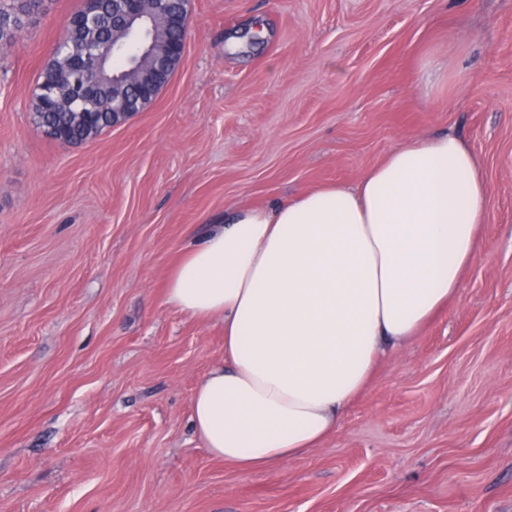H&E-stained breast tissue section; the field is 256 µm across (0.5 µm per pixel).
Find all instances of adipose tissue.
Returning a JSON list of instances; mask_svg holds the SVG:
<instances>
[{
    "mask_svg": "<svg viewBox=\"0 0 512 512\" xmlns=\"http://www.w3.org/2000/svg\"><path fill=\"white\" fill-rule=\"evenodd\" d=\"M490 198L456 134L392 151L333 184L225 215L183 251L167 301L224 323V362L191 423L209 453L270 470L336 433L388 351L455 297Z\"/></svg>",
    "mask_w": 512,
    "mask_h": 512,
    "instance_id": "adipose-tissue-1",
    "label": "adipose tissue"
}]
</instances>
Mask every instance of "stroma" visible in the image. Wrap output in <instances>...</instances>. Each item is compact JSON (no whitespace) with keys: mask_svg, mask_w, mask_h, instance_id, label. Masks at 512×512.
Returning a JSON list of instances; mask_svg holds the SVG:
<instances>
[{"mask_svg":"<svg viewBox=\"0 0 512 512\" xmlns=\"http://www.w3.org/2000/svg\"><path fill=\"white\" fill-rule=\"evenodd\" d=\"M80 4L0 48V512H512V0H191L156 99L67 146L31 100ZM446 132L490 195L447 311L319 448L212 457L191 400L224 325L168 303L182 250Z\"/></svg>","mask_w":512,"mask_h":512,"instance_id":"1","label":"stroma"}]
</instances>
